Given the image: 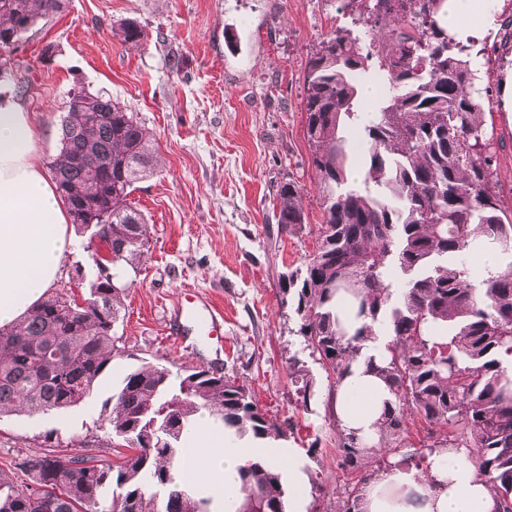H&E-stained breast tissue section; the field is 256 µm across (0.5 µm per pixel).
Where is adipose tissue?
Returning <instances> with one entry per match:
<instances>
[{"mask_svg": "<svg viewBox=\"0 0 512 512\" xmlns=\"http://www.w3.org/2000/svg\"><path fill=\"white\" fill-rule=\"evenodd\" d=\"M32 115L0 96V326L18 322L61 276L71 244L66 213L36 152ZM388 338L365 342L336 390L340 427L375 442L382 413L392 400L370 365L379 362ZM251 462L281 469L288 495L308 489L306 462L299 449L275 448L250 437L226 434L209 416H200L179 459L182 483L203 486L223 512H238L244 492L238 471ZM421 471L393 464L365 490L364 512H498L499 503L464 448H443Z\"/></svg>", "mask_w": 512, "mask_h": 512, "instance_id": "obj_1", "label": "adipose tissue"}]
</instances>
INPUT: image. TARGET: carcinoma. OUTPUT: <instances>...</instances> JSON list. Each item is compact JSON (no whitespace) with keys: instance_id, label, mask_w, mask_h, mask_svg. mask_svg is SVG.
Here are the masks:
<instances>
[{"instance_id":"obj_1","label":"carcinoma","mask_w":512,"mask_h":512,"mask_svg":"<svg viewBox=\"0 0 512 512\" xmlns=\"http://www.w3.org/2000/svg\"><path fill=\"white\" fill-rule=\"evenodd\" d=\"M350 24L327 33L306 63L304 138L318 187L322 223L303 266L281 279L279 305L294 333L319 361L329 394L365 341L383 325L390 340L374 372L393 396L371 445L336 428L337 468L355 474L344 486L311 478L310 512H362L367 486L394 459L426 469L439 448H465L512 512V264L477 280L468 257L473 241L512 255V206L499 191L491 87L473 66L475 40L448 33V0H340ZM64 0H0V44L15 43ZM126 43L143 29L121 27ZM380 84L363 111L361 91ZM107 117L88 121L86 113ZM363 149L362 181H352L344 130ZM61 148L48 167L80 231L109 225L116 262L101 275L93 260L75 266L92 286L86 310L55 290L18 323L0 327V417L68 411L91 398L120 354L113 327L128 286L149 250V224L131 205L134 184L158 168L150 131L128 109L78 84L68 93ZM99 160L108 167L91 173ZM304 188L288 177L276 189L278 232L308 227ZM360 299L352 336L336 317V296ZM289 375L312 382L291 357ZM239 437L287 438L290 420L267 415L237 377L212 367L178 373L143 361L101 406L100 422L121 449L119 462L94 449L48 448L23 456L24 480L0 475V512H212V498L178 481L180 444L198 417ZM429 426L431 443L408 442L411 421ZM245 492L239 512H286L281 473L261 463L238 472Z\"/></svg>"}]
</instances>
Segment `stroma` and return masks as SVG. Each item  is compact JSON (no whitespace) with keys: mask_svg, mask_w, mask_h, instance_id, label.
<instances>
[{"mask_svg":"<svg viewBox=\"0 0 512 512\" xmlns=\"http://www.w3.org/2000/svg\"><path fill=\"white\" fill-rule=\"evenodd\" d=\"M128 20L143 28L141 44L123 41ZM342 22L339 0H65L21 38L0 92L32 113L41 163L58 152L67 92L79 82L137 115L160 165L130 195L149 220L150 243L114 326L124 355L77 407L0 420L1 472L13 474L50 429L64 443L103 439L101 404L144 357L246 380L264 412L295 423L284 447L300 449L310 472L350 481L336 467L326 375L278 304L280 274L303 262L315 237L279 234L272 218L276 185L288 176L305 191L310 224L322 221L301 102L308 54ZM492 120L505 143L496 156L500 193L511 204L512 109L494 108ZM188 289L223 310V343L175 319ZM292 355L313 383L305 404L289 375Z\"/></svg>","mask_w":512,"mask_h":512,"instance_id":"1","label":"stroma"}]
</instances>
